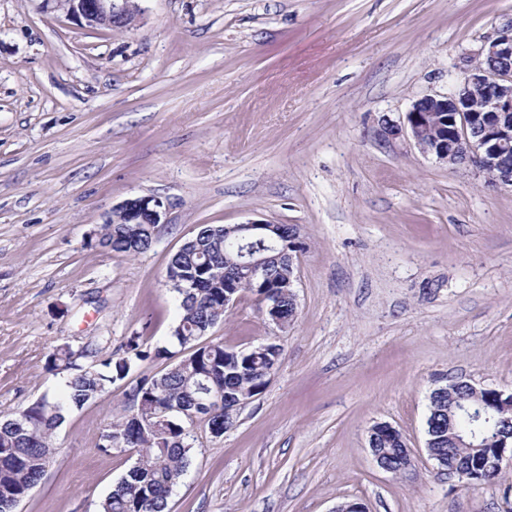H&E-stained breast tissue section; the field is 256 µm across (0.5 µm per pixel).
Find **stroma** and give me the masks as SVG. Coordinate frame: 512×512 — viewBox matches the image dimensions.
<instances>
[{"label": "stroma", "instance_id": "obj_1", "mask_svg": "<svg viewBox=\"0 0 512 512\" xmlns=\"http://www.w3.org/2000/svg\"><path fill=\"white\" fill-rule=\"evenodd\" d=\"M138 3L141 24L111 31L0 0V419L59 391V346L83 366L138 335L186 356L165 272L199 226L296 224L294 322L246 293L207 334L277 343L276 370L223 436L195 427L170 512H512V462L466 490L426 451L440 377L512 393V190L377 135L447 93L512 0ZM146 195L168 217L149 250L91 244ZM168 361L66 414L18 512H98L135 462L99 435ZM382 422L410 450L405 473L369 449Z\"/></svg>", "mask_w": 512, "mask_h": 512}]
</instances>
